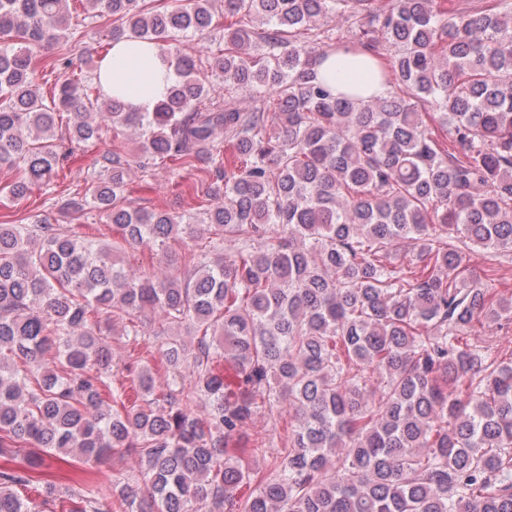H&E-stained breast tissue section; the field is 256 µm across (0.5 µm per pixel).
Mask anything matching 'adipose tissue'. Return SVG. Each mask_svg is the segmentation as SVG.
I'll return each instance as SVG.
<instances>
[{"mask_svg": "<svg viewBox=\"0 0 512 512\" xmlns=\"http://www.w3.org/2000/svg\"><path fill=\"white\" fill-rule=\"evenodd\" d=\"M316 72L318 78L343 91L356 89L366 97L387 92L362 54L332 55ZM95 74L104 95L119 97L138 112L153 111L173 82L168 56L159 45L127 39L113 42L108 54L99 60Z\"/></svg>", "mask_w": 512, "mask_h": 512, "instance_id": "ef3b65f1", "label": "adipose tissue"}]
</instances>
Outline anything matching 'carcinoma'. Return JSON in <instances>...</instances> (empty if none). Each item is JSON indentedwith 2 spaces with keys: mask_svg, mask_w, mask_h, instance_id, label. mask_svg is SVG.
Returning a JSON list of instances; mask_svg holds the SVG:
<instances>
[{
  "mask_svg": "<svg viewBox=\"0 0 512 512\" xmlns=\"http://www.w3.org/2000/svg\"><path fill=\"white\" fill-rule=\"evenodd\" d=\"M86 2L114 19L112 39L172 45L173 84L136 112L61 54L45 95L33 60L78 33L70 0H0L7 194L49 186L106 127L112 148L64 208L97 212L161 264L175 236L193 244L177 273L135 276L116 243L69 224H0V449H32L0 471V512H40L25 490L56 453L141 469L48 481L52 512H512V361L464 341L512 324L494 279L466 276L477 250L512 254V0L451 14L434 0H224L205 71L176 42L217 39L215 0ZM343 46L396 48L386 96L314 77ZM129 132L143 171L201 173L202 214L126 202ZM404 242L416 261L384 263ZM118 324L126 343L160 346L163 383L135 359L112 375L104 329ZM284 404L288 447L257 479L268 449L247 428ZM139 468V460L133 456L115 457L109 464L95 467L96 478L101 482H108L110 478L120 473H129Z\"/></svg>",
  "mask_w": 512,
  "mask_h": 512,
  "instance_id": "1",
  "label": "carcinoma"
}]
</instances>
